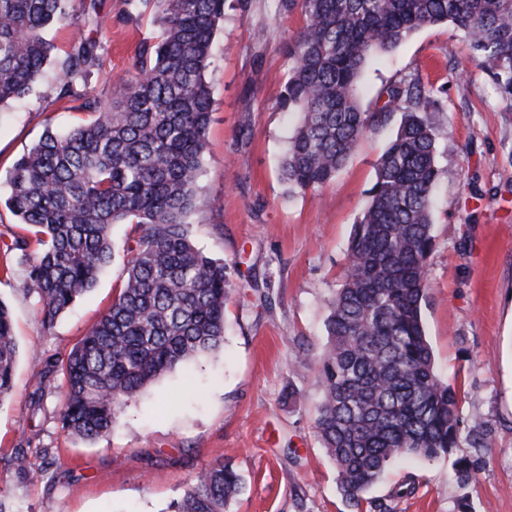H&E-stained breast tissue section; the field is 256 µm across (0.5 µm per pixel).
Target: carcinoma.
<instances>
[{"instance_id": "1", "label": "carcinoma", "mask_w": 512, "mask_h": 512, "mask_svg": "<svg viewBox=\"0 0 512 512\" xmlns=\"http://www.w3.org/2000/svg\"><path fill=\"white\" fill-rule=\"evenodd\" d=\"M273 2L303 21L279 100L298 117L281 165L291 191L321 190L365 134L401 112L353 224L340 288L327 301L317 361L316 434L342 496L358 507L392 460H432L460 441V393L436 372L421 312L441 175L426 118L437 91L396 81L364 110L361 75L414 33L448 23L512 100V0ZM225 3L127 0V19L138 21L149 5L159 32L104 101L87 90L106 62L102 38L79 40L55 62L45 37L49 27L73 23L72 0H0V107L49 75L58 99L79 100L90 115L66 132L46 127L9 177L4 205L25 230L9 249L21 254L23 287L41 302L42 326L93 289L112 260L114 225L139 232L111 307L62 364L59 423L83 439L112 431L128 402L165 373L224 347L231 284L224 260L194 244L190 218L202 209L212 105L205 72ZM16 358L11 314L0 302V401L12 394ZM243 485L232 464L215 462L195 474L174 512H230Z\"/></svg>"}]
</instances>
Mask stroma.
<instances>
[{
    "label": "stroma",
    "mask_w": 512,
    "mask_h": 512,
    "mask_svg": "<svg viewBox=\"0 0 512 512\" xmlns=\"http://www.w3.org/2000/svg\"><path fill=\"white\" fill-rule=\"evenodd\" d=\"M97 10L108 60L92 86L108 99L158 26L149 12L128 22L126 0H99ZM301 25L300 13L275 14L270 0H242L215 33L198 184L204 206L192 237L226 265L232 298L224 347L156 380L108 434L86 440L62 430L65 379L54 361L111 305L137 228L113 227L111 263L47 329L37 295L21 286V255L9 248L19 225L0 207V270L13 271L0 273V301L12 311L18 351L13 394L0 403V502L7 512H169L195 473L219 460L245 479L232 512H512V102L446 24L419 31L363 70L366 109L382 86L410 75L441 91L438 110L428 115L441 177L423 313L436 369L462 392V432L449 455L394 461L353 508L316 435V359L351 228L400 119L369 132L318 194L289 192L280 166L296 120L279 99L288 45ZM88 118L75 103L57 100L48 80L1 109L0 188L46 127L68 129ZM42 380L43 396L32 399ZM16 448L27 449L28 467L43 470V479L28 480L2 463ZM462 456L475 461L466 482L455 470ZM408 485L412 494L401 495Z\"/></svg>",
    "instance_id": "35a3bbf8"
}]
</instances>
